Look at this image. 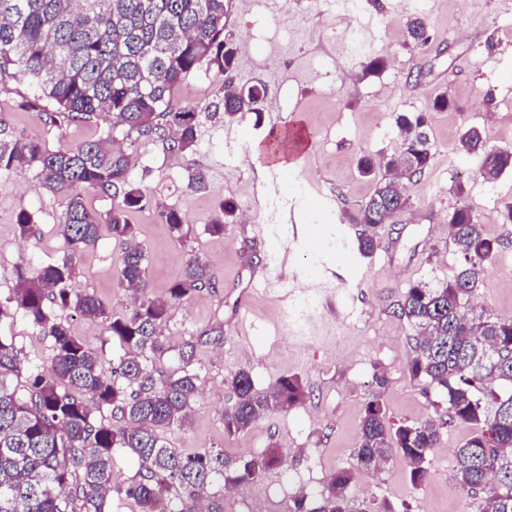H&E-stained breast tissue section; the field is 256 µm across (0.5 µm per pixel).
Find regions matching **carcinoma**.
Instances as JSON below:
<instances>
[{
	"label": "carcinoma",
	"instance_id": "carcinoma-1",
	"mask_svg": "<svg viewBox=\"0 0 512 512\" xmlns=\"http://www.w3.org/2000/svg\"><path fill=\"white\" fill-rule=\"evenodd\" d=\"M97 2L0 0V90L9 81L27 84L31 96L21 105L39 111L51 129L72 124L97 129V136L75 147L51 149L14 135L0 118V173L33 170L42 188L66 200L57 225L65 258L38 268L17 266L14 287L0 297V324L22 314L39 335L51 339L52 351L50 366L43 367L21 357L13 337L0 333V512H108L112 490L133 500L139 512H199L197 504L215 480L258 481L280 463L281 454L271 449L234 463L222 451L184 455L168 446L163 429L189 417L199 375L192 368V341L178 350L177 370L157 369L156 361L170 352L162 330L172 304L216 282L209 264L192 254L166 298L149 296L146 255L129 214L152 207L153 197L132 177L126 149L151 142L185 153L195 145L204 118L221 112L231 120L252 113L261 120L267 93L263 88L243 94L228 79L239 53L237 41L225 34L233 0H107L98 9ZM407 30L415 44L428 43L422 19L408 21ZM202 66L227 77L222 96L201 111L175 106V88ZM395 125L399 150L386 158L385 167L401 168L410 181L431 161L428 120L423 113H401ZM459 143L480 158L487 180L512 169V152L488 147L475 128ZM87 191L111 199L112 208L104 215L88 208ZM408 204L405 184L392 177L377 180L351 217L364 227L359 251L372 253L378 230L394 223ZM234 212L232 203H221L220 215L206 231L223 233ZM157 215L174 238L183 237L178 210L160 209ZM103 226L125 245L121 282L134 292V301L122 315L73 288L75 259ZM16 228L22 239L38 232L24 210ZM448 229L459 256L453 277L436 287L417 282L398 303L400 317L419 332L409 373L426 388L440 390L447 410L417 422L392 423L373 397L360 424L355 467L380 469L399 455L417 486L429 474L441 430L465 423L474 433L455 452L456 481L481 495L479 512H512V393L504 395L497 387L512 384V318L470 305L500 243L485 236L464 203L448 214ZM66 310L104 324L124 350L116 367L103 369L98 354L58 317ZM227 384L236 395L224 409L229 435L306 397L296 376L259 391L250 372L240 368ZM121 449L138 459L140 469L129 482L114 486L113 458ZM353 479V471H337L316 506L297 498L290 512H393L387 503H355L347 494ZM172 488L179 493L175 510L164 507Z\"/></svg>",
	"mask_w": 512,
	"mask_h": 512
}]
</instances>
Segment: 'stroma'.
<instances>
[{
  "label": "stroma",
  "mask_w": 512,
  "mask_h": 512,
  "mask_svg": "<svg viewBox=\"0 0 512 512\" xmlns=\"http://www.w3.org/2000/svg\"><path fill=\"white\" fill-rule=\"evenodd\" d=\"M358 0V22L368 29L366 49L358 56L341 47L346 27L331 0H233L228 31L248 39L239 58L235 84L263 82L269 89L265 116L202 121L193 152L170 154L161 146L141 144L133 153L132 174L151 194L184 219L182 239L158 235L157 219L145 210L131 217L146 256L150 293L167 294L189 255L208 260L216 288L174 304L164 330L171 348L196 342L194 368L201 394L189 419L165 430L171 447L189 455L206 449L246 459L270 448L282 451V463L250 491L267 487L287 500L305 496L316 503L331 474L352 469L366 403L382 399L394 422H416L445 411V396L423 389L408 372L416 331L400 317L397 304L411 283L447 282L458 266L448 232V213L466 203L485 233L502 246L489 262L476 292V306L512 318V223L502 220L512 203V171L486 181L478 160L459 148L462 132L478 129L489 147L512 150V0ZM427 22L426 46L409 45L406 22ZM376 57L386 60L376 74L365 71ZM224 82L215 72L189 76L174 91L179 106L204 109L219 96ZM27 88L8 82L0 92V117L15 135L42 140L50 148L80 144L91 127L63 131L45 127L36 112L21 109ZM447 95L452 105L436 111L432 102ZM428 113L433 157L408 186L410 205L394 223L378 232V247L363 256L357 247L359 225L349 223L373 192L375 183L358 170L360 157L394 153L399 138L394 118L400 113ZM295 122L311 135L310 149L298 155L287 178L266 191L255 190L249 165L254 143L265 142L271 117ZM207 175L208 187L188 189L191 168ZM463 183L464 196L454 186ZM293 211L292 224H274V237L257 240L251 224L235 221L220 236L206 224L219 205L259 213L274 223L269 193ZM27 211L39 231L28 241L15 233L17 215ZM65 202L42 189L35 171L0 174V293L14 285L16 266L39 265L63 258L53 233ZM287 244L293 261L284 269L294 288L311 286L312 268L331 264L334 252L344 262L336 284L335 312L317 309L306 318L304 335H296L273 294L252 288L254 266L265 263L272 241ZM123 246L101 235L76 260V291L95 296L113 314H122L131 293L119 282ZM72 332L96 351L104 369L122 354L102 324L67 313ZM247 334H240L239 322ZM221 335H212L214 327ZM249 370L256 389L281 377H299L306 399L291 410L258 419L248 431L226 435L222 414L235 395L226 379L238 368ZM472 429L456 424L444 429L432 454L430 475L411 485L408 467L393 458L377 482L356 472L349 492L359 501H387L395 512H479L475 497L455 481L453 459Z\"/></svg>",
  "instance_id": "obj_1"
}]
</instances>
